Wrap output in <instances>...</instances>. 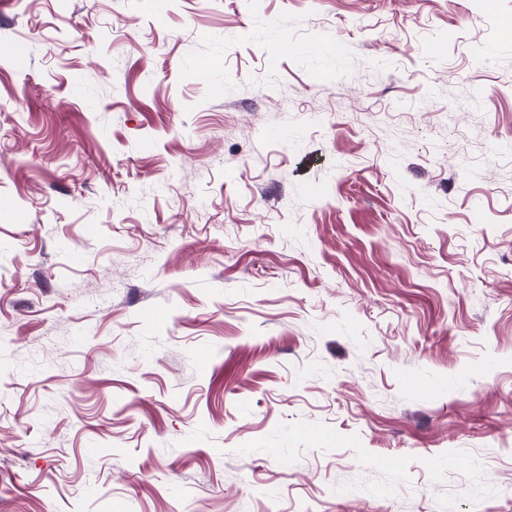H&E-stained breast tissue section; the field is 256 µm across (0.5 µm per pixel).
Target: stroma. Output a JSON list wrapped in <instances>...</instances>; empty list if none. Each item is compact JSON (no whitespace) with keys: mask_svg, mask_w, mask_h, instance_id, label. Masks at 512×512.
I'll use <instances>...</instances> for the list:
<instances>
[{"mask_svg":"<svg viewBox=\"0 0 512 512\" xmlns=\"http://www.w3.org/2000/svg\"><path fill=\"white\" fill-rule=\"evenodd\" d=\"M1 206L0 512H512V0H0Z\"/></svg>","mask_w":512,"mask_h":512,"instance_id":"stroma-1","label":"stroma"}]
</instances>
